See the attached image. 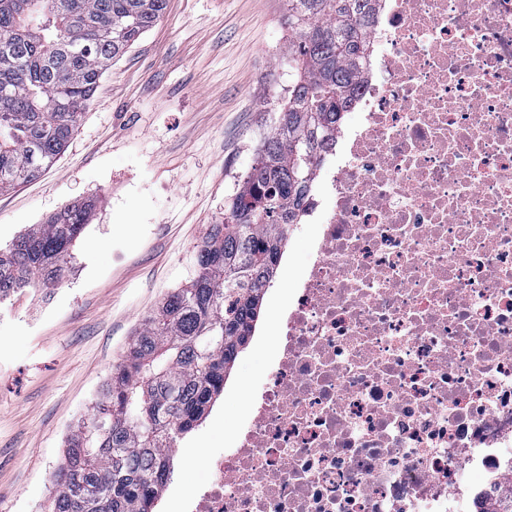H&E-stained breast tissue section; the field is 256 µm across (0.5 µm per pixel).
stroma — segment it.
Masks as SVG:
<instances>
[{
    "mask_svg": "<svg viewBox=\"0 0 512 512\" xmlns=\"http://www.w3.org/2000/svg\"><path fill=\"white\" fill-rule=\"evenodd\" d=\"M287 0H168L104 75L58 161L0 194V246L80 197L99 208L53 288L0 303V512H44L65 439L91 414L142 320L191 280L210 225L252 165L288 86ZM321 213L283 247L252 337L177 442L153 512H185L260 399Z\"/></svg>",
    "mask_w": 512,
    "mask_h": 512,
    "instance_id": "obj_1",
    "label": "stroma"
}]
</instances>
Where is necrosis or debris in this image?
I'll return each instance as SVG.
<instances>
[{
    "label": "necrosis or debris",
    "instance_id": "obj_1",
    "mask_svg": "<svg viewBox=\"0 0 512 512\" xmlns=\"http://www.w3.org/2000/svg\"><path fill=\"white\" fill-rule=\"evenodd\" d=\"M372 39L280 356L192 512L512 494V0H393Z\"/></svg>",
    "mask_w": 512,
    "mask_h": 512
}]
</instances>
